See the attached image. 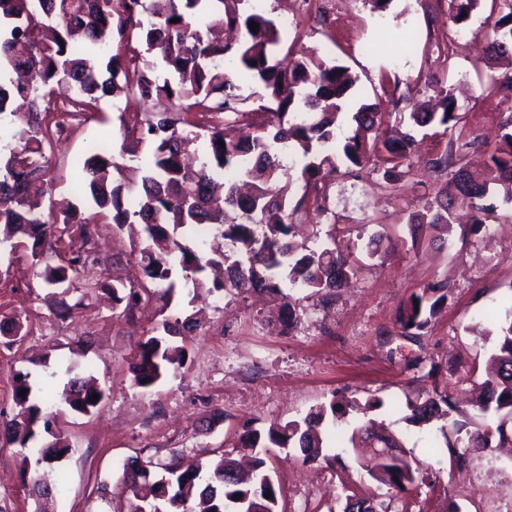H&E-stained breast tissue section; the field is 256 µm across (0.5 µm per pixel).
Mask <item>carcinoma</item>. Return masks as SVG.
Returning a JSON list of instances; mask_svg holds the SVG:
<instances>
[{"label": "carcinoma", "mask_w": 512, "mask_h": 512, "mask_svg": "<svg viewBox=\"0 0 512 512\" xmlns=\"http://www.w3.org/2000/svg\"><path fill=\"white\" fill-rule=\"evenodd\" d=\"M480 0H450L449 18L465 20ZM500 17L487 38L491 56L512 54V0H496ZM178 22H172V19ZM259 28L250 29L251 23ZM283 42L281 31L253 0H0V248L9 255L22 251L45 262L44 280L57 293V303L69 311L83 306L67 295L74 290L72 274L96 260L93 224H113L118 229L140 226L134 247L149 284L112 286V307L128 315L145 302L151 288L168 295L172 275L180 269L184 287H208L207 272L224 268V282L213 287L238 295L266 292L288 308L285 326L298 327L307 311L292 305L281 283L288 281L323 302L357 278L358 243L336 245L313 233V242L292 240V227L303 202L291 206L278 184L285 175L283 150L300 154L301 176L307 182L326 181L337 171V161L358 173L380 154L378 171L388 182L405 177L415 138L384 135L385 113L372 104L356 105L349 96L357 79L348 67L327 62L312 53L277 59ZM257 83L261 91L244 94V84ZM125 96L126 103L145 107L143 118L129 124L121 120L123 151L112 155L107 144L95 148L82 161L83 191L96 211L79 220L61 215L46 197L54 190L52 147L63 132L59 114L94 117L107 98ZM257 107L245 110L249 101ZM453 112H448V109ZM455 99L443 97L439 110L412 112L414 131L457 128ZM227 113L254 117V131L233 135ZM351 115L350 129L341 130L342 118ZM501 138L488 149L487 173L475 175L462 166L464 154L478 141L458 133L455 149L429 160L439 171L455 169L436 207L409 216L412 246L429 229L451 226L452 192L475 201V210H487L485 200L493 181L512 184V112L503 115ZM152 147L142 161L139 147ZM202 146L204 157L188 165L190 152ZM80 224L88 247L62 264L46 262L54 251L51 239L57 224ZM207 225L213 236L209 250L199 252L188 243L190 232ZM448 283H430L411 296L398 311L397 325L406 336H419L429 328ZM163 318L150 335L137 344L130 367L133 385L147 390L163 374L176 372L187 362L188 351L178 342L182 331H193L189 317ZM0 341L8 346L25 336L24 324L0 320ZM31 373L13 374V400L19 411L3 417L8 443L22 449L36 441L41 407L32 399ZM478 395L470 409L460 408L446 390L434 389L426 397L406 402L407 420L427 424L442 420L441 432L448 453L463 464L462 449L474 445L512 447V307L499 326L496 344L487 359L485 374L472 381ZM27 393L20 395V390ZM99 395L91 402L90 397ZM104 391L81 376L71 378L60 399L81 414L94 413ZM381 403L370 399L332 400L311 410L300 420L272 423L261 433L242 436L250 448H297L306 462L330 465L340 454H330L324 423L332 425L353 416L348 442L354 448L394 445L401 454L392 460L370 456L361 468L387 486L397 500L413 487L427 485L432 473L419 468L409 452L382 423L369 417ZM68 450L58 437L38 449L35 464L51 465ZM181 452L171 451L162 463L142 461L131 465L138 488L130 512H193L188 507L193 492L199 495V512H278L280 487L276 486L262 454L253 461L248 483L234 480L235 461L222 454L182 468ZM272 493L266 498L264 494ZM241 497H235V494ZM358 512H389L372 497L349 495Z\"/></svg>", "instance_id": "obj_1"}]
</instances>
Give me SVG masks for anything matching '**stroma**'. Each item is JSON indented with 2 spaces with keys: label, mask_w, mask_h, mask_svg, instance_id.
I'll list each match as a JSON object with an SVG mask.
<instances>
[{
  "label": "stroma",
  "mask_w": 512,
  "mask_h": 512,
  "mask_svg": "<svg viewBox=\"0 0 512 512\" xmlns=\"http://www.w3.org/2000/svg\"><path fill=\"white\" fill-rule=\"evenodd\" d=\"M449 0H392L383 12L369 0H336L328 14L324 0H264L273 19L294 11L297 25L288 33L295 51L316 52L340 60L357 78L354 97L385 112L384 130L400 138L413 109L434 101L439 92L453 93L460 127L481 141L466 156L476 174L485 170L484 144L498 141L500 123L512 103L492 94V77L512 74V54L486 60V32L498 17L492 0H480L461 24L448 19ZM410 32L411 48L393 37ZM448 136L426 138L411 156L412 173L399 188L382 179L377 162L358 175H336L325 187L304 185L298 165H291L290 201L305 199L310 221L337 240L387 233L397 252L362 257L353 287L324 303L299 289L290 295L309 312L299 328L285 330L284 313L270 296H245L201 289L189 297L176 287L169 312L193 306L200 324L185 337L189 358L178 374H166L149 390L132 384L134 350L159 320L158 301L141 305L133 316L114 309L106 288L114 279L142 282L139 254L127 231L110 224L97 227L100 260L75 274L70 300L80 309L62 319L56 299L40 275L41 265L23 255L0 254V319L20 318L28 329L22 340L0 346V411L13 416L12 375L31 372L49 432L37 444L61 436L68 452L55 462L64 476L59 488L38 497L30 488L41 471L25 460L18 446L0 447V512H128L132 493L123 482L124 464L132 459L164 460L170 451L193 463L220 450L232 458L249 455L241 440L253 427L304 417L310 409L336 397L381 400L375 418L399 437L421 468L432 470V487L410 490L392 504L393 512H490L495 500L512 497V454L501 448H471L466 465L451 464L439 422H408L407 400L434 388L455 397L469 395V374L483 364L495 342V330L512 306V201L507 190L491 185L490 211L482 213L488 232L470 234L475 215L469 199L453 203L452 231L438 228L418 246H410L407 220L423 212L446 188L451 171L427 164L442 153ZM108 143L120 155V121L111 101H103L95 120L71 121L57 141L51 159L55 198L85 216L93 208L81 190L79 160L96 145ZM325 198L327 216L317 213ZM445 280L447 300L421 340L398 335L400 305L427 283ZM93 293L80 298V287ZM444 364L441 377L412 369L421 353ZM93 375L105 391L101 407L90 415L60 403L57 390L69 365ZM334 466L304 463L296 450L268 449L266 459L281 488L279 512H342V495L386 493L360 467L351 448L340 449Z\"/></svg>",
  "instance_id": "1"
}]
</instances>
